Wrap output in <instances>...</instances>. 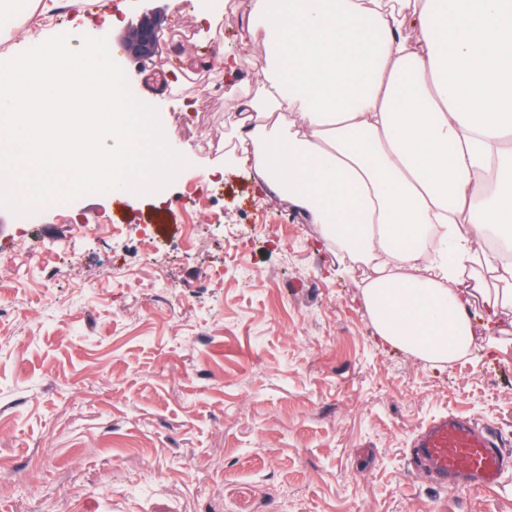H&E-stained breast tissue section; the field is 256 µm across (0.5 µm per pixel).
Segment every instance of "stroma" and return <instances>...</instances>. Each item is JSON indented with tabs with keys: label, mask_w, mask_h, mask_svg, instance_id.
I'll use <instances>...</instances> for the list:
<instances>
[{
	"label": "stroma",
	"mask_w": 512,
	"mask_h": 512,
	"mask_svg": "<svg viewBox=\"0 0 512 512\" xmlns=\"http://www.w3.org/2000/svg\"><path fill=\"white\" fill-rule=\"evenodd\" d=\"M77 2L1 32L0 62L117 0ZM223 2L178 54L190 0H128L123 25L87 30L185 158L170 186L87 194L26 226L0 209V512H512V466L490 490L439 485L411 459L445 415L494 425L512 454V347L490 352L478 326L440 367L384 343L318 225L225 166L252 73L209 103L194 81L211 46H264ZM151 13L163 38L145 58L127 33Z\"/></svg>",
	"instance_id": "stroma-1"
}]
</instances>
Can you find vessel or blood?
<instances>
[{"mask_svg": "<svg viewBox=\"0 0 512 512\" xmlns=\"http://www.w3.org/2000/svg\"><path fill=\"white\" fill-rule=\"evenodd\" d=\"M503 444L494 427L451 416L431 424L413 451L444 484L466 480L490 487L505 468Z\"/></svg>", "mask_w": 512, "mask_h": 512, "instance_id": "1", "label": "vessel or blood"}]
</instances>
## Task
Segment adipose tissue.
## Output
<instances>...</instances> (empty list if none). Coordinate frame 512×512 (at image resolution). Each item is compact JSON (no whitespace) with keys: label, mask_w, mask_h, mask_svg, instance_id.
I'll return each instance as SVG.
<instances>
[{"label":"adipose tissue","mask_w":512,"mask_h":512,"mask_svg":"<svg viewBox=\"0 0 512 512\" xmlns=\"http://www.w3.org/2000/svg\"><path fill=\"white\" fill-rule=\"evenodd\" d=\"M266 52L236 118L251 167L322 230L378 336L434 364L512 311V0H242Z\"/></svg>","instance_id":"ef3b65f1"}]
</instances>
